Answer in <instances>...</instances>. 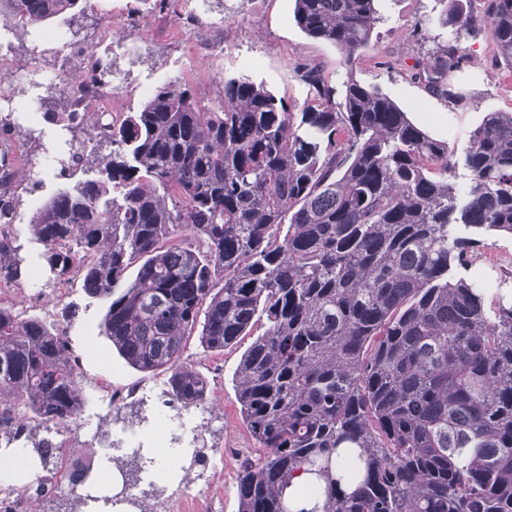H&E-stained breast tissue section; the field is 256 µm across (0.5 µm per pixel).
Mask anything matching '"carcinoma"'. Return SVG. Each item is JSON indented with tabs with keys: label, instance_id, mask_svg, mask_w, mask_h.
Returning a JSON list of instances; mask_svg holds the SVG:
<instances>
[{
	"label": "carcinoma",
	"instance_id": "cac0c4a2",
	"mask_svg": "<svg viewBox=\"0 0 512 512\" xmlns=\"http://www.w3.org/2000/svg\"><path fill=\"white\" fill-rule=\"evenodd\" d=\"M377 0H295L294 21L347 62L336 84L300 78L302 109L247 78L224 81L217 108L179 80L152 90L110 136L95 176L32 214L29 243L53 275L108 302L104 333L134 369L166 373L183 406L207 378L185 342L222 351L263 331L235 372L243 421L262 448L237 476L238 512H512V271L497 288L455 276L489 260L486 236L512 235V112H490L462 157L414 124L353 62L380 21ZM452 39L415 76L452 101L472 33L512 69V0H452ZM22 27L70 16L82 0H0ZM470 173L456 184V169ZM464 226L469 234L457 232ZM0 241V281L37 271ZM138 265L133 279L127 271ZM86 398L64 333L0 307V436L73 423ZM126 485L145 470L121 461Z\"/></svg>",
	"mask_w": 512,
	"mask_h": 512
}]
</instances>
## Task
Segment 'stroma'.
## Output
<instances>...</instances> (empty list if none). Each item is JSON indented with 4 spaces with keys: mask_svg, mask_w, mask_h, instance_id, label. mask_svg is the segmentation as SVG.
Masks as SVG:
<instances>
[{
    "mask_svg": "<svg viewBox=\"0 0 512 512\" xmlns=\"http://www.w3.org/2000/svg\"><path fill=\"white\" fill-rule=\"evenodd\" d=\"M294 5L295 0H213L206 28L192 30L179 17L178 0H93V12L117 24L128 23L136 33V66L128 67L127 55L120 49L112 56L116 68H131L132 81L145 80L154 87L183 81L207 107L219 104L224 81L230 77H249L299 107L307 95L300 68L315 65L339 81L351 70L364 84L391 96L414 123L446 140L458 156L486 113L512 111V71L494 60L483 31L467 42L475 66L454 77L460 99L448 101L427 81L409 78L418 60L447 45L451 30L441 21L451 0H379L382 20L369 47L351 66L336 47L298 28ZM218 43L223 46L219 52L214 49ZM40 279L38 288L1 284L0 293L5 306L28 316H51L63 330L72 355L82 359L79 371L86 381V413L97 412L103 389L165 383V374L139 372L116 353L102 327L107 304L88 297L80 279L67 283L59 298L45 292L54 283L49 273H41ZM251 342L244 336L214 354L203 351L193 338L184 351L187 361L210 383L208 401L215 415L207 425L215 448L211 477L208 484L193 488L206 512H238V467L260 454L242 420L234 381L235 369ZM32 468L35 477L28 480L24 495L16 498V512H69L82 494L80 486L36 493V479L47 469L37 462Z\"/></svg>",
    "mask_w": 512,
    "mask_h": 512,
    "instance_id": "35a3bbf8",
    "label": "stroma"
}]
</instances>
